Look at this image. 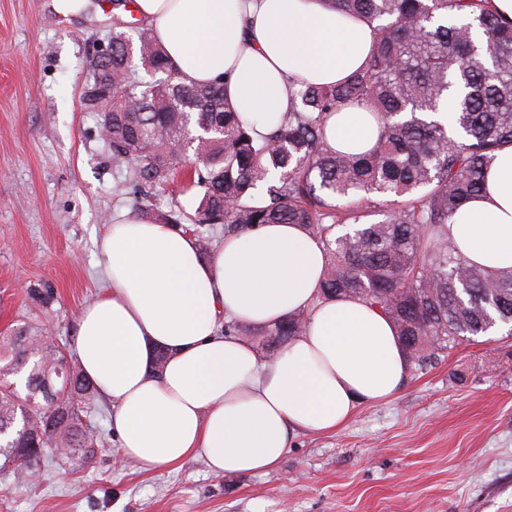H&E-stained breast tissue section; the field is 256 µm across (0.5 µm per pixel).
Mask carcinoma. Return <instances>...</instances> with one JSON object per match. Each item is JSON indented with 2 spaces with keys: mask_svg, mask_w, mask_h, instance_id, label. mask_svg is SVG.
Masks as SVG:
<instances>
[{
  "mask_svg": "<svg viewBox=\"0 0 512 512\" xmlns=\"http://www.w3.org/2000/svg\"><path fill=\"white\" fill-rule=\"evenodd\" d=\"M330 9L374 25L365 63L336 85L297 86L288 117L257 140L214 83H187L150 23L128 27L113 14L112 62L92 59L91 79L124 97L112 111L85 97L112 163L132 190L178 182L196 191L192 211L173 204L147 212L162 224L222 225L239 235L263 224H298L319 238L327 266L320 299L357 297L398 329L412 368L423 370L454 349L512 325V269L468 262L448 233L449 219L479 195L496 151L512 145V24L487 0H327ZM454 97L451 124L440 119ZM346 105L376 113L379 134L364 153L326 142L325 119ZM306 316L224 333L257 336L274 351L305 328ZM58 346L29 322L0 332V467L23 452L32 469L60 454L85 460L99 444L80 413L96 387L69 363L61 384L70 416L24 409L11 376L24 374V400L44 405L43 380L56 379Z\"/></svg>",
  "mask_w": 512,
  "mask_h": 512,
  "instance_id": "cac0c4a2",
  "label": "carcinoma"
}]
</instances>
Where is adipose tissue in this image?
Instances as JSON below:
<instances>
[{"mask_svg":"<svg viewBox=\"0 0 512 512\" xmlns=\"http://www.w3.org/2000/svg\"><path fill=\"white\" fill-rule=\"evenodd\" d=\"M180 76L224 84L265 136L287 117L292 79L330 84L364 64L373 27L325 0H134ZM328 143L363 151L377 127L360 107L327 121ZM448 228L467 260L512 269V146L498 151L486 189ZM110 282L78 316L83 374L113 409L121 459L143 467L200 457L214 473L274 467L298 433L344 427L363 404L395 396L410 364L394 323L357 298L318 301L327 263L297 224H264L202 255L192 234L119 210L99 242ZM294 313L304 331L261 356L235 320L265 327ZM167 359L154 372L157 351Z\"/></svg>","mask_w":512,"mask_h":512,"instance_id":"adipose-tissue-1","label":"adipose tissue"}]
</instances>
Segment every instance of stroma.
<instances>
[{"mask_svg":"<svg viewBox=\"0 0 512 512\" xmlns=\"http://www.w3.org/2000/svg\"><path fill=\"white\" fill-rule=\"evenodd\" d=\"M112 34V0H0V331L25 321L74 345L106 287L99 241L122 192L94 113L87 61ZM54 293L38 306L31 289ZM85 422L102 452L0 476V512H512V333L500 328L412 371L391 400L332 435L301 433L277 467L224 478L203 459L147 469L118 459L112 408Z\"/></svg>","mask_w":512,"mask_h":512,"instance_id":"stroma-1","label":"stroma"}]
</instances>
